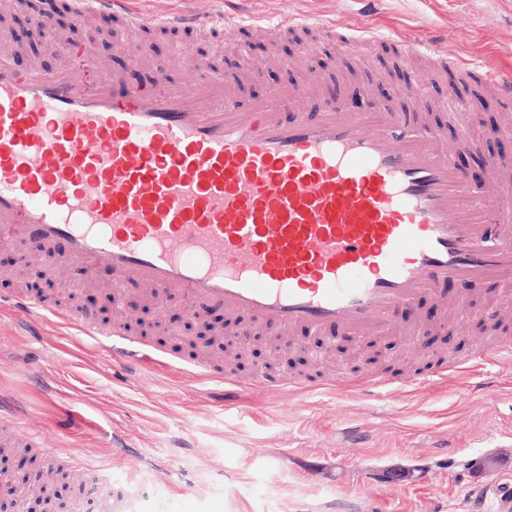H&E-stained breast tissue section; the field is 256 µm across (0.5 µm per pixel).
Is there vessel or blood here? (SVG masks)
Masks as SVG:
<instances>
[{
  "mask_svg": "<svg viewBox=\"0 0 512 512\" xmlns=\"http://www.w3.org/2000/svg\"><path fill=\"white\" fill-rule=\"evenodd\" d=\"M109 13L130 29L206 30L192 13L163 16L130 10L126 0H72L83 26ZM220 28L264 30L270 42L316 29L343 39L359 55L387 39L384 29H342L333 20L291 13H224ZM36 26L61 58L51 71L16 66L17 50L0 36V241H36L47 269L108 263L113 286L137 282L153 295L183 297L191 315L221 307L251 317L246 334L299 327L340 329L351 338L418 336L398 312L445 284L512 282V165L488 160L469 183L443 134L389 105L350 111L331 97L302 102L316 77L242 105L236 74L203 73L186 61L180 81L155 65L150 85L60 38L52 13ZM411 53L450 68L458 80L480 79L512 105V66L491 56L448 55L444 37L406 40ZM497 201L488 209V201ZM15 311L51 318L53 326L104 344L113 363L160 367L157 352L127 340L87 312H61L26 292L8 298ZM512 364L503 340L470 359H449L417 376L420 384ZM185 374L236 397L241 384L223 365L196 360ZM370 374L345 380L283 378L304 394L330 390L370 397L388 386ZM0 447L78 458L76 445L46 447L21 411L0 399ZM84 484L111 487L101 512H135L128 489L107 467H81Z\"/></svg>",
  "mask_w": 512,
  "mask_h": 512,
  "instance_id": "1",
  "label": "vessel or blood"
}]
</instances>
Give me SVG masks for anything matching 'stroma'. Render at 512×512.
<instances>
[{
  "mask_svg": "<svg viewBox=\"0 0 512 512\" xmlns=\"http://www.w3.org/2000/svg\"><path fill=\"white\" fill-rule=\"evenodd\" d=\"M70 0H58L55 19L65 34L112 70L128 72L116 50L129 37L117 18L91 27L70 25ZM265 13L290 12L332 18L342 27L366 20L425 39L445 36L458 55L512 59V0H262ZM31 9L0 0L20 46L19 67L38 63L44 70L60 59L23 32ZM152 62L171 65L175 45L208 70L242 76L243 102L272 88L301 83L316 75L327 93L355 80L372 81L377 94L402 87L408 75L430 80L424 102L400 99L410 115L438 127L454 141L465 124L478 146L467 163L481 171L485 158L512 157V107L485 86H463L472 110L449 116L453 97L447 70L420 56L403 57L386 41L374 46L363 67L336 64L340 40L302 32L278 40L277 53L289 66L267 64V39L246 30H224L204 37L190 30H156L143 36ZM56 281L68 283L69 308L92 313L103 324L127 325L128 336L145 340L167 359H190L179 340L187 333L216 329L234 337L236 321L223 311L206 322L186 324L183 300L148 301L140 285H124L121 305L106 266L86 271L64 267ZM430 301L400 312V321L423 324L426 332L411 346L378 338L356 342L344 337L319 341L304 330L288 341L263 333L235 340L224 355L226 373L246 380L238 402L212 397L210 387L174 375L129 373L112 366L94 340L64 329L29 336L16 314L0 311V393L19 399L26 426L38 430L47 446L66 438L79 445L85 461L108 464L121 482L142 485L149 498L141 512H478L472 491L487 490L479 512H501L512 503V367L473 378L468 389L448 379L435 387L406 384L408 376L448 358L466 359L512 339V305L499 301L496 286L475 293L468 319L440 324ZM282 375L335 379L382 373L396 379L395 390L372 400L320 392L294 395L254 380Z\"/></svg>",
  "mask_w": 512,
  "mask_h": 512,
  "instance_id": "obj_1",
  "label": "stroma"
}]
</instances>
